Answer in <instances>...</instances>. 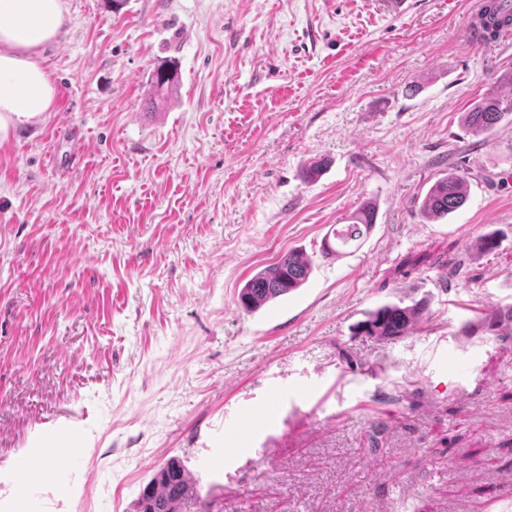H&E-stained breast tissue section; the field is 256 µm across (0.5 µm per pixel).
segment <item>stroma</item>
<instances>
[{"mask_svg": "<svg viewBox=\"0 0 512 512\" xmlns=\"http://www.w3.org/2000/svg\"><path fill=\"white\" fill-rule=\"evenodd\" d=\"M476 2L64 0L54 108L0 137V512H134L173 457L202 497L183 512H500L512 120L462 115L512 76V39L472 42ZM451 172L466 204L426 219ZM366 201L360 248L323 257ZM291 250L308 281L239 308ZM397 302L420 329L359 331ZM54 425L81 442L17 503L7 474Z\"/></svg>", "mask_w": 512, "mask_h": 512, "instance_id": "35a3bbf8", "label": "stroma"}]
</instances>
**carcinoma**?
<instances>
[{
    "label": "carcinoma",
    "mask_w": 512,
    "mask_h": 512,
    "mask_svg": "<svg viewBox=\"0 0 512 512\" xmlns=\"http://www.w3.org/2000/svg\"><path fill=\"white\" fill-rule=\"evenodd\" d=\"M483 16L487 30L512 26V14L503 12L497 0H486ZM153 82L156 92L164 93L172 87L174 73L167 67H160ZM505 114L501 99L486 97L464 113L463 122L472 133L481 135L496 127ZM466 199L467 180L453 172L430 186L421 211L429 219H440L463 207ZM373 224L375 208L365 202L356 210L352 223L336 230V249L363 242ZM311 272L312 260L305 253L292 250L245 282L238 294V305L248 312H255L303 286ZM411 315H424V308L418 304H386L369 312L368 319L362 322L363 331L383 338L402 336ZM186 474L182 460L177 457L168 459L141 490L136 512H182L188 501L198 498L195 485L186 479Z\"/></svg>",
    "instance_id": "1"
}]
</instances>
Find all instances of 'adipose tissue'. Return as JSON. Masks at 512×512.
Wrapping results in <instances>:
<instances>
[{"label": "adipose tissue", "mask_w": 512, "mask_h": 512, "mask_svg": "<svg viewBox=\"0 0 512 512\" xmlns=\"http://www.w3.org/2000/svg\"><path fill=\"white\" fill-rule=\"evenodd\" d=\"M65 22L63 0H0V127L52 110L56 86L42 54Z\"/></svg>", "instance_id": "adipose-tissue-1"}]
</instances>
